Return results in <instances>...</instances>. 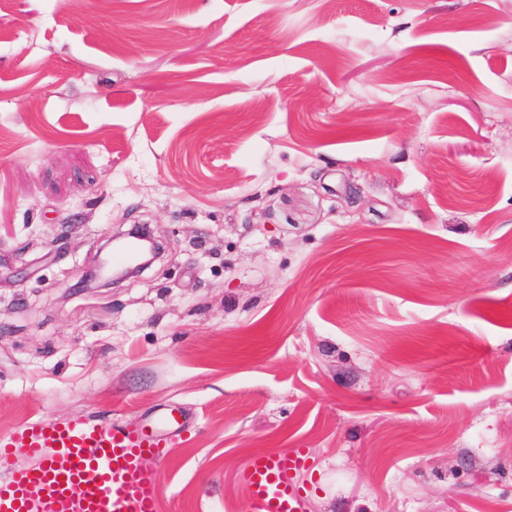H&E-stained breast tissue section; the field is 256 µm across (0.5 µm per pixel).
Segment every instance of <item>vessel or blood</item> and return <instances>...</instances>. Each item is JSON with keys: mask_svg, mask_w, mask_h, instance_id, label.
<instances>
[{"mask_svg": "<svg viewBox=\"0 0 512 512\" xmlns=\"http://www.w3.org/2000/svg\"><path fill=\"white\" fill-rule=\"evenodd\" d=\"M181 413L162 410L153 428L103 427L84 416L34 421L0 437V512H158L162 480L153 462L181 430ZM32 467L12 465L15 453ZM311 459L302 449L259 454L242 472L249 512H311L300 479Z\"/></svg>", "mask_w": 512, "mask_h": 512, "instance_id": "b4317fda", "label": "vessel or blood"}]
</instances>
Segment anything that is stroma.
<instances>
[{"instance_id": "obj_1", "label": "stroma", "mask_w": 512, "mask_h": 512, "mask_svg": "<svg viewBox=\"0 0 512 512\" xmlns=\"http://www.w3.org/2000/svg\"><path fill=\"white\" fill-rule=\"evenodd\" d=\"M162 408L161 512H512V0H0V435ZM102 250L95 267L90 271L88 277L85 279L83 286L88 283H95L99 286H106L120 281L127 277L134 269L143 268L146 263H137L134 267L131 266H117V264L131 263L136 255V247L133 242L127 243L121 250L112 253L111 251L101 256ZM310 465L299 448L252 457L241 475L250 492L249 512H310L311 498L300 482Z\"/></svg>"}]
</instances>
